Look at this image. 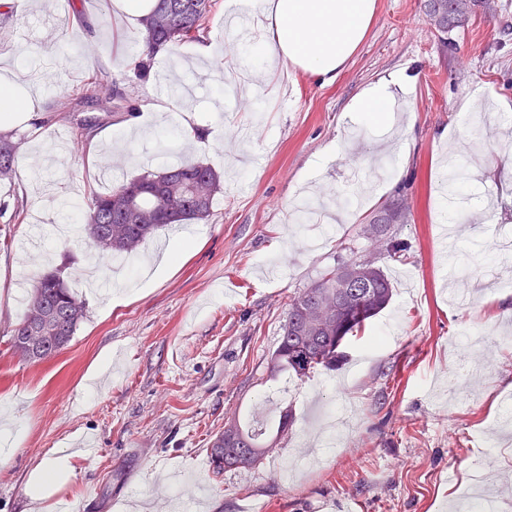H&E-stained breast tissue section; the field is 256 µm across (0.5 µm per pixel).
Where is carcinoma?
Instances as JSON below:
<instances>
[{
	"label": "carcinoma",
	"mask_w": 512,
	"mask_h": 512,
	"mask_svg": "<svg viewBox=\"0 0 512 512\" xmlns=\"http://www.w3.org/2000/svg\"><path fill=\"white\" fill-rule=\"evenodd\" d=\"M212 0H154L140 19L143 44L134 69L145 70L161 51L177 53L200 37ZM430 24L441 35L464 26L478 12L493 9L491 0H423ZM20 142L0 133V182L16 175ZM224 193L223 175L205 163H171L159 172H145L105 193H95L81 224L85 243L100 260L135 255L144 242L170 224L207 220L217 196ZM411 217L408 187L403 183L392 199L374 209L360 236L380 243L391 258L407 251L393 234L396 224ZM393 284L375 258L367 255L340 261L321 273L288 301L282 336L270 360V374L303 377L317 369L331 370L344 359L343 346L388 307ZM86 317V302L73 292L62 270L39 275L27 298L23 320L11 348L26 361L46 360L64 349ZM285 409L275 430L255 428L236 419L230 434L214 436L209 453L216 476L260 464L292 423Z\"/></svg>",
	"instance_id": "carcinoma-1"
}]
</instances>
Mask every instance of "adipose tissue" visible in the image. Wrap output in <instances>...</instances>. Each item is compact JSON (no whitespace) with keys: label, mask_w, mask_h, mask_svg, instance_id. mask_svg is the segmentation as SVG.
Segmentation results:
<instances>
[{"label":"adipose tissue","mask_w":512,"mask_h":512,"mask_svg":"<svg viewBox=\"0 0 512 512\" xmlns=\"http://www.w3.org/2000/svg\"><path fill=\"white\" fill-rule=\"evenodd\" d=\"M378 0H249L263 19L257 52L267 77L288 71L320 85L344 72L367 34ZM392 73L356 96L352 109L367 124H385L402 87Z\"/></svg>","instance_id":"1"}]
</instances>
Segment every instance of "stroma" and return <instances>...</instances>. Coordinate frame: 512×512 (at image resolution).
<instances>
[{"label":"stroma","mask_w":512,"mask_h":512,"mask_svg":"<svg viewBox=\"0 0 512 512\" xmlns=\"http://www.w3.org/2000/svg\"><path fill=\"white\" fill-rule=\"evenodd\" d=\"M213 0L204 35L227 48L228 70L193 59L188 46L160 55L146 75L126 64L140 26H112V0H13L0 64L13 63L34 95L6 124L21 141L18 171L0 183V512H468L492 487L497 512H512V0L473 15L440 38L421 0H379L369 33L331 87L300 76L259 78L252 43L224 27ZM404 86L390 127L352 118L363 87L392 74ZM111 75L136 113H93L84 96ZM190 86L154 120L160 82ZM65 102L69 112L58 113ZM194 111L196 143L177 117ZM346 147L323 149L336 137ZM473 171L459 192L463 251L449 265L438 225L449 158ZM381 183L327 221L314 252L298 221L301 195L342 193L350 168ZM174 161L224 173V194L186 236L175 264L142 287L144 262L175 245L147 240L114 260L128 287L120 303L87 294L90 268L77 225L91 193ZM411 185L412 220L395 225L406 261L385 258L391 305L351 339L348 360L302 378L271 377L291 297L336 263L372 251L364 218ZM61 268L87 302V317L56 356L27 362L9 340L22 294ZM294 422L259 466L215 476L214 435L231 419ZM71 473L42 492L34 475L50 457Z\"/></svg>","instance_id":"1"}]
</instances>
